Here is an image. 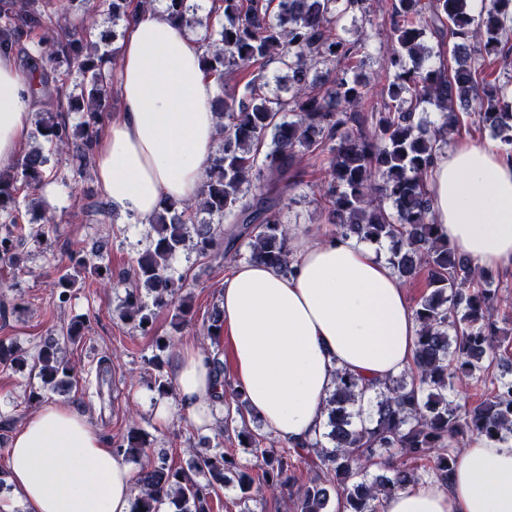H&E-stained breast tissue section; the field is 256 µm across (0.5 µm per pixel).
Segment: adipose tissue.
Wrapping results in <instances>:
<instances>
[{
  "instance_id": "adipose-tissue-1",
  "label": "adipose tissue",
  "mask_w": 512,
  "mask_h": 512,
  "mask_svg": "<svg viewBox=\"0 0 512 512\" xmlns=\"http://www.w3.org/2000/svg\"><path fill=\"white\" fill-rule=\"evenodd\" d=\"M200 30L166 13L136 11L119 66L123 108L94 147V178L106 200L150 223L163 200H196L213 154L214 83L200 65ZM37 102L13 54L0 53V167L14 164ZM433 219L444 238L485 269L512 268V162L490 143L442 151L430 174ZM294 271L243 262L225 279L224 329L238 389L279 440L312 439L335 369L378 384L414 362L418 324L399 278L374 245L294 230ZM177 404L155 398L166 421L180 408L214 426L206 355L192 344L172 370ZM12 500L0 512H130L129 468L86 416L65 402L27 417L9 448ZM381 512H512V442H471L447 484L422 480L382 502Z\"/></svg>"
}]
</instances>
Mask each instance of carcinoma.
<instances>
[{
    "instance_id": "cac0c4a2",
    "label": "carcinoma",
    "mask_w": 512,
    "mask_h": 512,
    "mask_svg": "<svg viewBox=\"0 0 512 512\" xmlns=\"http://www.w3.org/2000/svg\"><path fill=\"white\" fill-rule=\"evenodd\" d=\"M149 9L153 0H80L83 23H62L75 0H0V51H13L39 31H53L41 42L39 61L27 70L38 74L37 87L55 98L57 112H40L35 121L43 144L29 150L13 177L0 176V262L19 268L25 235L20 224V187L37 190L50 157L67 151L82 177L93 168L92 145L112 112V74L100 54L98 17L129 21L132 2ZM198 17L187 0H168L171 17L205 29L202 67L219 94L211 103L221 142L212 155L200 196L193 202L169 201L156 212L153 235L133 260L134 287L126 293L122 317L147 334L152 307L170 306L178 324L192 307L178 297L169 274L173 256L191 242L207 257L219 246L235 257L263 263L280 273L293 271L289 228L282 220L285 191L303 182L301 155L320 151L327 166L315 184L325 203V221L335 235L387 242L386 262L407 281L425 276L430 292L415 306L420 325L413 366L366 395V386L348 372L336 371L326 400L324 431L309 442L263 447L266 437L247 425L244 393L224 377L220 351L208 352L211 397L225 407L224 434L246 440L253 465L215 448L199 454L188 468H173L163 450H149L146 434L129 427L114 453L141 462L139 493L132 512H212L219 486H232L247 502L256 494L289 495L295 512H329L333 486L342 512H381L382 501L417 482L419 464L445 484L458 463L455 445L484 438L512 441V336L492 313L499 271L475 266L434 223L427 191L428 174L447 136L467 121L488 128L500 153L512 160V91L490 79L486 61L512 55L504 34L512 27V0H482L478 15L470 0H394L390 14L392 48L386 70L392 80L382 89L385 102L374 105L370 79L359 72L361 40L337 32L349 14L369 11V0H212ZM448 36L455 66L433 65L427 36ZM278 60L288 70V86L275 87L258 74L243 91L224 83L244 67L263 69ZM79 75L80 93L57 80L58 67ZM436 108L439 123L417 115L420 105ZM82 121L72 126L67 114ZM268 145L265 154L260 146ZM269 176L252 190L253 180ZM206 213L227 223L219 229L200 221ZM247 240L248 251L236 243ZM73 267L90 268L97 281L108 269L72 251ZM77 283L67 271L54 282L65 302ZM152 295L144 301L142 290ZM174 339L155 340L158 353L148 360L155 371L147 388L161 396L173 391L160 353ZM27 353L0 342V365L21 366ZM36 367L42 388L51 390L76 374L60 340L37 345ZM474 393L456 401V383ZM315 460L310 478L298 462Z\"/></svg>"
}]
</instances>
